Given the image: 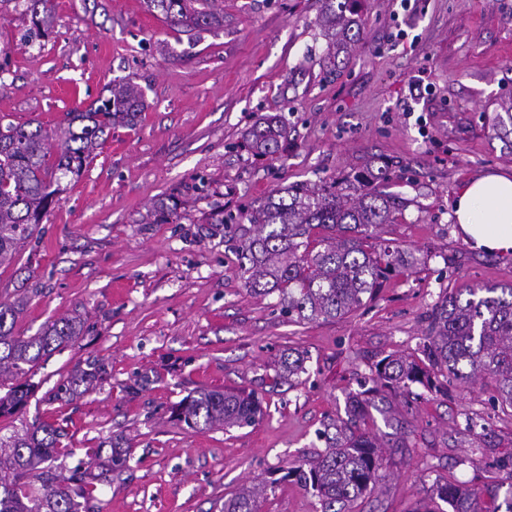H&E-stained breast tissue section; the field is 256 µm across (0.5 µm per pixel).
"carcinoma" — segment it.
<instances>
[{"mask_svg":"<svg viewBox=\"0 0 512 512\" xmlns=\"http://www.w3.org/2000/svg\"><path fill=\"white\" fill-rule=\"evenodd\" d=\"M32 16L25 45L45 36L53 13L52 0H16ZM357 0H325L321 26L328 55L348 49L355 41L360 19L352 9ZM148 10L174 29L193 32L224 25L218 0H146ZM146 102L142 90L129 82L112 85L110 97L86 111L73 110L57 126L37 120L5 123L0 119V264L34 232L56 197L63 179L79 176L97 154L112 125L132 124ZM257 156L283 150L287 130L281 116L262 117L247 133ZM394 202L367 190L339 194L336 184H295L268 197L251 212L253 229L240 233L235 247L245 286L254 294H278L284 314L296 321L335 319L373 297L389 275L414 266L416 257L385 244L378 230L393 220ZM22 307L0 302V417L28 402L35 385L31 371L49 353L78 339L79 322L62 318L33 336H21L15 325ZM427 364L388 355L363 377L364 390L349 396L345 417L323 425L317 438L325 449L287 471L316 497L321 512H353L355 501L374 491L382 480L378 438L362 428L372 411L385 425L400 423L396 414L376 403L389 390L411 393L420 385L430 391L441 382L464 388H493V402L512 410V285L460 288L435 304L421 348ZM284 373L304 372L300 352H288ZM105 365L89 363L67 381L85 385L88 393L105 379ZM264 411L253 394L207 391L179 404L174 417L191 428L226 430L252 426ZM64 429L56 421L38 420L7 437L0 436V512H79L80 500L93 498L86 472H53L46 463L61 452ZM493 467L504 477L492 489L479 490L451 482H436L430 500L447 503L453 512H487L483 494L495 509L512 512V455L496 458ZM265 485L255 480L224 500V512H259ZM504 496V504L497 503Z\"/></svg>","mask_w":512,"mask_h":512,"instance_id":"carcinoma-1","label":"carcinoma"}]
</instances>
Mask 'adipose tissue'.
<instances>
[{
  "instance_id": "adipose-tissue-1",
  "label": "adipose tissue",
  "mask_w": 512,
  "mask_h": 512,
  "mask_svg": "<svg viewBox=\"0 0 512 512\" xmlns=\"http://www.w3.org/2000/svg\"><path fill=\"white\" fill-rule=\"evenodd\" d=\"M454 217L472 247L512 255V175L471 178L458 192Z\"/></svg>"
}]
</instances>
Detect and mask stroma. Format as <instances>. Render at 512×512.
<instances>
[{
  "instance_id": "1",
  "label": "stroma",
  "mask_w": 512,
  "mask_h": 512,
  "mask_svg": "<svg viewBox=\"0 0 512 512\" xmlns=\"http://www.w3.org/2000/svg\"><path fill=\"white\" fill-rule=\"evenodd\" d=\"M39 46L22 45L29 14L0 0V116L56 126L112 84L140 87L135 125L114 126L96 158L0 265V300L24 304L17 332L64 317L80 339L34 368L7 435L37 419L68 432L54 470L111 469L81 512H224L252 478L268 481L260 512H320L286 479L313 455L316 432L343 414L361 377L390 354L416 355L440 296L512 284V255L472 248L453 202L471 178L512 173V0H361L354 49L329 61L324 0H219L220 28L186 33L145 0H53ZM281 115L288 149L259 157L245 132ZM395 198L380 236L417 262L356 311L295 322L277 295L243 285L220 217H246L274 191L357 175ZM295 350L305 370L280 376ZM103 362L107 382L63 391L76 368ZM263 401L252 427L194 430L172 409L203 391ZM383 479L353 512H416L436 480L478 489L498 480L491 446L512 452V417L489 392L421 391L405 428L375 420ZM129 458L113 467L112 457Z\"/></svg>"
}]
</instances>
